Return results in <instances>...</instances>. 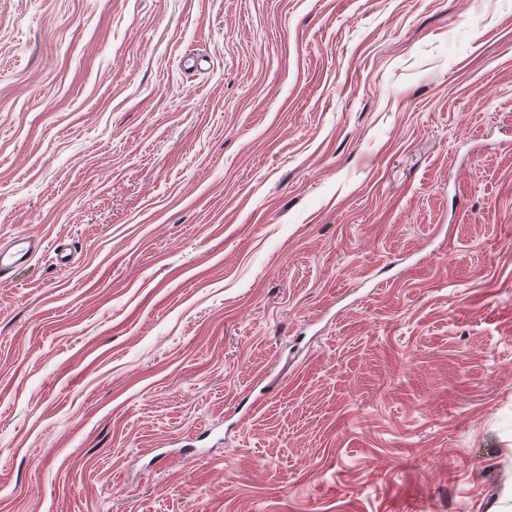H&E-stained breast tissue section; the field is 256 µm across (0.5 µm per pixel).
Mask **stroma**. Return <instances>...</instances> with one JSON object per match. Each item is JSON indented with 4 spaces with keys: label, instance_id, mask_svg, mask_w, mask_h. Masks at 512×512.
I'll use <instances>...</instances> for the list:
<instances>
[{
    "label": "stroma",
    "instance_id": "stroma-1",
    "mask_svg": "<svg viewBox=\"0 0 512 512\" xmlns=\"http://www.w3.org/2000/svg\"><path fill=\"white\" fill-rule=\"evenodd\" d=\"M0 512H487L512 485V0H0ZM43 250L40 239L17 236L0 247V277L27 265Z\"/></svg>",
    "mask_w": 512,
    "mask_h": 512
}]
</instances>
